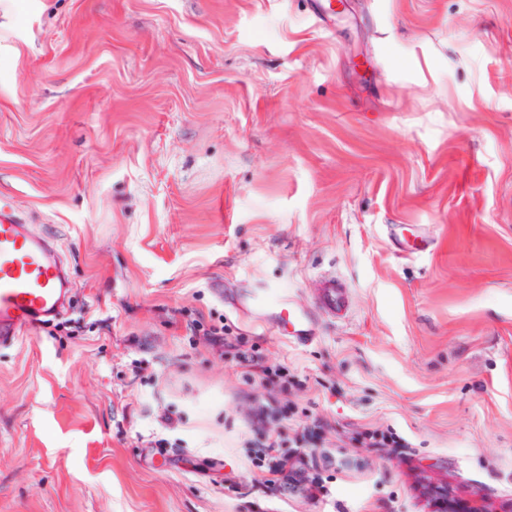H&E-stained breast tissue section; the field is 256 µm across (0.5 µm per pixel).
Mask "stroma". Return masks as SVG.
<instances>
[{"mask_svg":"<svg viewBox=\"0 0 512 512\" xmlns=\"http://www.w3.org/2000/svg\"><path fill=\"white\" fill-rule=\"evenodd\" d=\"M345 4L0 0V204L73 283L0 344V512H512V0ZM318 299L322 306L335 314H343L346 310L344 287L334 275L321 277ZM261 307L270 306L268 313L269 320L282 327L283 330H288V339L294 341H306L312 336L306 326V318L301 310L296 308L287 298L277 297L270 305L265 302H259ZM353 439L358 441L362 448H402L404 440L389 429L386 431L364 429L357 432ZM262 448L257 467L262 473L263 483L274 491L283 480L288 479L294 460L293 457L279 451V448H282L279 434L267 435Z\"/></svg>","mask_w":512,"mask_h":512,"instance_id":"35a3bbf8","label":"stroma"}]
</instances>
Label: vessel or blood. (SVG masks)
Masks as SVG:
<instances>
[{"mask_svg":"<svg viewBox=\"0 0 512 512\" xmlns=\"http://www.w3.org/2000/svg\"><path fill=\"white\" fill-rule=\"evenodd\" d=\"M70 288L50 240L0 209V343L16 341L25 327L58 316ZM318 299L332 313L346 310L344 287L335 276H322ZM268 318L289 339L308 340L306 318L287 298L271 303Z\"/></svg>","mask_w":512,"mask_h":512,"instance_id":"obj_1","label":"vessel or blood"}]
</instances>
